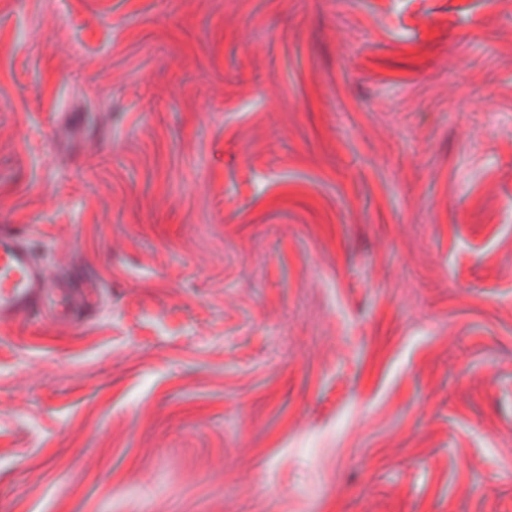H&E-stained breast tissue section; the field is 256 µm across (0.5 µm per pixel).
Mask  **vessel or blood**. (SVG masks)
<instances>
[{
  "label": "vessel or blood",
  "mask_w": 512,
  "mask_h": 512,
  "mask_svg": "<svg viewBox=\"0 0 512 512\" xmlns=\"http://www.w3.org/2000/svg\"><path fill=\"white\" fill-rule=\"evenodd\" d=\"M69 303L48 271L18 235L0 230V314L55 316Z\"/></svg>",
  "instance_id": "obj_1"
}]
</instances>
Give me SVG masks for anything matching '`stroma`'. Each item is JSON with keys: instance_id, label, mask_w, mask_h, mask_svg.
Instances as JSON below:
<instances>
[{"instance_id": "35a3bbf8", "label": "stroma", "mask_w": 512, "mask_h": 512, "mask_svg": "<svg viewBox=\"0 0 512 512\" xmlns=\"http://www.w3.org/2000/svg\"><path fill=\"white\" fill-rule=\"evenodd\" d=\"M0 512H512V0H0ZM69 303L68 293L50 277L18 235L0 230V314L53 317Z\"/></svg>"}]
</instances>
